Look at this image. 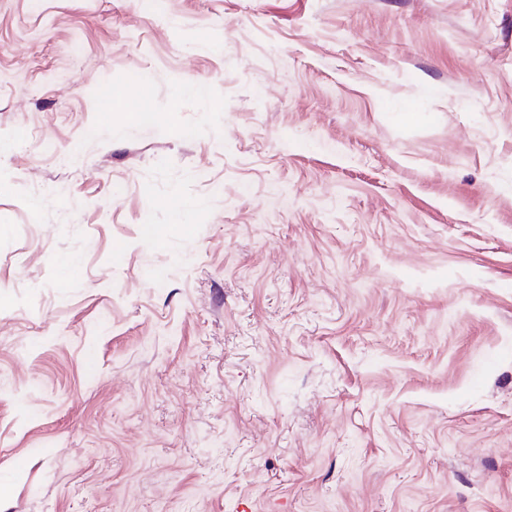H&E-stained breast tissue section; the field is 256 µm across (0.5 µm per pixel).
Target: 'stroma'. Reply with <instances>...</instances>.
<instances>
[{
    "instance_id": "obj_1",
    "label": "stroma",
    "mask_w": 512,
    "mask_h": 512,
    "mask_svg": "<svg viewBox=\"0 0 512 512\" xmlns=\"http://www.w3.org/2000/svg\"><path fill=\"white\" fill-rule=\"evenodd\" d=\"M0 512H512V0H0Z\"/></svg>"
}]
</instances>
